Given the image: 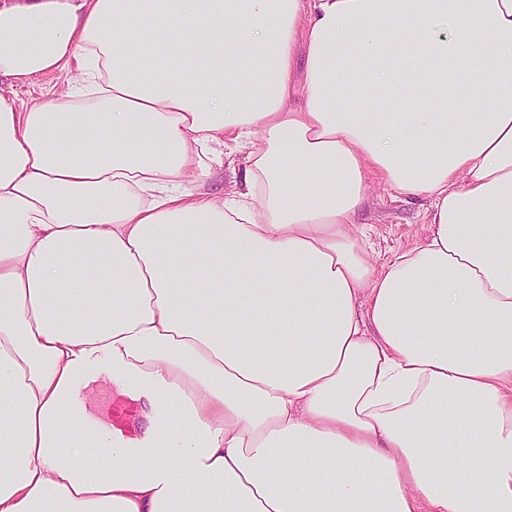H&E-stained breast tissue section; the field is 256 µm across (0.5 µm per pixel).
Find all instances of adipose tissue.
I'll use <instances>...</instances> for the list:
<instances>
[{
  "instance_id": "1",
  "label": "adipose tissue",
  "mask_w": 512,
  "mask_h": 512,
  "mask_svg": "<svg viewBox=\"0 0 512 512\" xmlns=\"http://www.w3.org/2000/svg\"><path fill=\"white\" fill-rule=\"evenodd\" d=\"M73 64L0 94V512H512V0H0V78ZM77 75H65L57 73H49L38 76L26 84H17L11 87V82L1 78L0 90L4 92L12 91L10 97L16 100L18 109H23L27 105L46 97H64L68 91L69 86L77 79ZM233 164L232 171L228 167V160L225 159L224 166L218 167L214 165L213 175L204 187V191L217 196H224L232 194L235 190H240L243 183V173L247 164V150H239L232 154ZM429 207L427 197L406 198L383 185H372L354 226V231L361 224L370 226L371 261L380 267L396 253L425 243L432 233L427 221ZM86 405L94 418L113 425L124 438L141 436L146 420L141 402L121 393L112 385L111 380H101L95 390L94 398L87 401Z\"/></svg>"
}]
</instances>
